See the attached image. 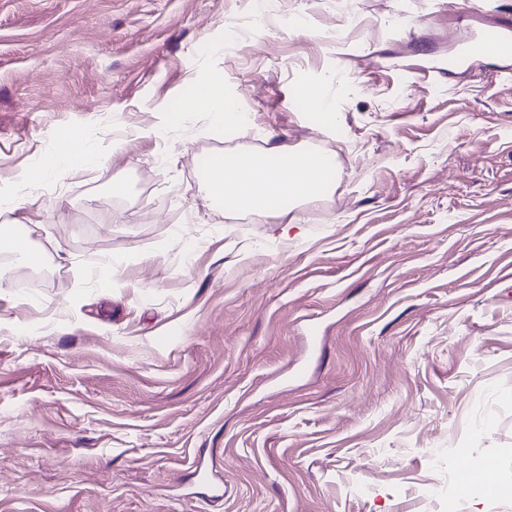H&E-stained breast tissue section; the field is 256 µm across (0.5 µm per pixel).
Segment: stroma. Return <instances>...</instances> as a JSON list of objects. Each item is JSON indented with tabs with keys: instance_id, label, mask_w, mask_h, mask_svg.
<instances>
[{
	"instance_id": "stroma-1",
	"label": "stroma",
	"mask_w": 512,
	"mask_h": 512,
	"mask_svg": "<svg viewBox=\"0 0 512 512\" xmlns=\"http://www.w3.org/2000/svg\"><path fill=\"white\" fill-rule=\"evenodd\" d=\"M250 8L0 0V224L52 271L0 274V512H447L463 449L512 483V57L464 54L512 0ZM213 76L246 122L190 109ZM63 129L102 165L29 183ZM269 141L334 165L298 237L186 164Z\"/></svg>"
}]
</instances>
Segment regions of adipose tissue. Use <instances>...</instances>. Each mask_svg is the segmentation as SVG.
<instances>
[{"mask_svg": "<svg viewBox=\"0 0 512 512\" xmlns=\"http://www.w3.org/2000/svg\"><path fill=\"white\" fill-rule=\"evenodd\" d=\"M197 106L212 112L216 127L239 119L236 103L224 94V83L211 78L201 84L195 97ZM61 152L50 165L34 171L31 181L59 175L99 160L98 155L79 146L72 134L60 136ZM221 183L212 184L213 193L224 196L225 207L244 209L267 216L285 217V201H300L324 194L330 182L325 159L311 150L285 143L261 151L225 152L221 155Z\"/></svg>", "mask_w": 512, "mask_h": 512, "instance_id": "1", "label": "adipose tissue"}]
</instances>
